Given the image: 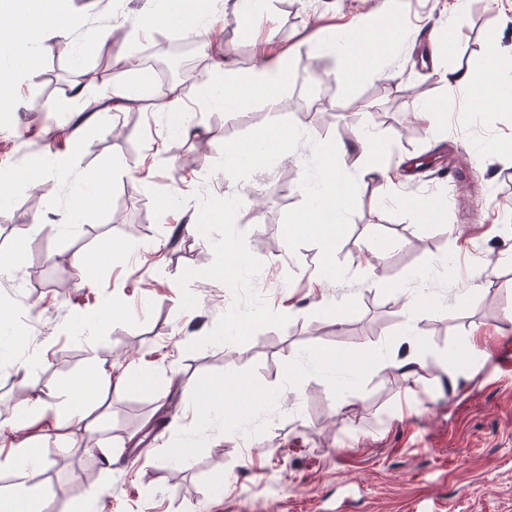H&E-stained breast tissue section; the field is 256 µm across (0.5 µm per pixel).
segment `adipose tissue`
Here are the masks:
<instances>
[{
	"label": "adipose tissue",
	"mask_w": 512,
	"mask_h": 512,
	"mask_svg": "<svg viewBox=\"0 0 512 512\" xmlns=\"http://www.w3.org/2000/svg\"><path fill=\"white\" fill-rule=\"evenodd\" d=\"M179 28L184 36L207 35L211 47L213 63L207 79L203 83L201 106L219 102L225 111L240 110L256 95L276 94L284 86L287 78V55L272 46H265L260 53L259 64L248 74H239L230 68L223 59V46L220 35L224 28L223 13L199 14L194 7V0H168L166 8L149 11L147 21L142 24V31L148 32L158 26ZM398 25L396 16H384L376 30V38L347 44L333 50V73L339 79L366 72L370 61L378 49L387 44ZM0 48L11 51L14 65L6 73L0 74V88L12 93L20 92L22 83L20 75L31 67L40 54L38 37L34 32L24 31L14 9V0H0ZM439 79L448 88L466 90L474 105L489 107H512V65L507 64L502 52L496 46H488L485 65L480 69L442 68L438 71ZM358 156L366 158L362 174L373 172L388 181L400 175L399 163H387L379 168H372L368 161L376 157L379 147L371 135H361L354 148ZM347 147H339L337 152H326L322 165V189L320 199L311 201L309 206V223L315 224L325 244H333L342 227L338 222L340 214L352 204L354 192L351 184L354 174L344 172L337 163L338 155L347 154ZM146 372L131 366L118 367L116 371L101 370L87 378L72 382L62 421L53 424L55 437L62 442L71 438L72 427L86 430L93 429L96 422L92 412L101 407L103 387H111L113 392H120L131 384L146 382ZM34 419L19 420L13 423L14 438L4 456L0 457V469L11 468L17 471L41 463L38 448V436L34 433Z\"/></svg>",
	"instance_id": "adipose-tissue-1"
}]
</instances>
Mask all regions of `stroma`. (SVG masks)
<instances>
[{"label":"stroma","mask_w":512,"mask_h":512,"mask_svg":"<svg viewBox=\"0 0 512 512\" xmlns=\"http://www.w3.org/2000/svg\"><path fill=\"white\" fill-rule=\"evenodd\" d=\"M454 0H259L249 27L227 0L224 56L239 72L272 37L290 54L275 100L236 112L200 109L211 67L201 41L178 28L132 37L146 0H68L67 38L49 49L0 109V424L22 418L34 389L49 391L41 427L63 415L75 377L111 364L151 368L148 383L110 395L94 432L68 443L42 436L46 461L31 490L54 512H83L89 485L101 512H512V370L473 356L512 344V110L469 111L466 95L433 73L429 31L447 28ZM400 20L388 51L352 82L331 76L327 47L348 41L376 13ZM121 26L106 43L98 30ZM181 42L197 77L180 119L138 104L93 117L81 95H112V72L144 81L163 100L142 57L157 37ZM512 55V0H468L447 55L477 69L487 45ZM442 108L435 127L411 119L413 103ZM52 111H43V104ZM304 131L270 154L225 172L227 145L260 129ZM382 157L403 159L400 182L358 180L333 259L355 266L359 242L373 275L316 288L320 240L291 228L317 192L322 152L362 134ZM83 145V166L107 174L104 204L69 220L74 191L27 176ZM426 218L411 224L409 205ZM194 231H187V224ZM242 257L234 286L209 279L227 250ZM448 264L422 288L417 321L401 287L434 260ZM97 285L84 287L87 273ZM415 328L416 377L392 360ZM456 361L449 385L444 361ZM243 383L230 410L190 414L212 379ZM111 449L104 464L98 451ZM183 449L177 465L168 451Z\"/></svg>","instance_id":"stroma-1"}]
</instances>
